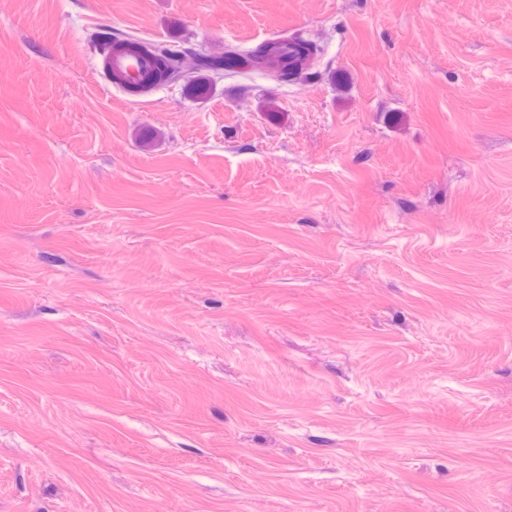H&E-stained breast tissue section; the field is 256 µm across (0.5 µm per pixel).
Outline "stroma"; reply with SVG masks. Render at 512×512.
Returning a JSON list of instances; mask_svg holds the SVG:
<instances>
[{
	"instance_id": "1",
	"label": "stroma",
	"mask_w": 512,
	"mask_h": 512,
	"mask_svg": "<svg viewBox=\"0 0 512 512\" xmlns=\"http://www.w3.org/2000/svg\"><path fill=\"white\" fill-rule=\"evenodd\" d=\"M162 502L512 512V0H0V512ZM299 45L297 56L283 57L275 66L269 63V58L275 54L272 44H259L251 50L241 51L237 48H228L221 55L204 57L200 67L207 70L219 69L222 72H237L239 69L250 67L270 72L280 82L293 81L300 66L299 60L314 55L317 51L315 44L301 37H294ZM124 43L133 49L144 52H131L126 48L114 45L104 55L103 69L112 74V77L122 81V84H117L119 87L140 85L155 74L156 61L145 52L153 53L158 60L160 82L171 83L175 78L177 81L187 78L183 65L177 75L180 51L167 47H147L133 39H128Z\"/></svg>"
}]
</instances>
